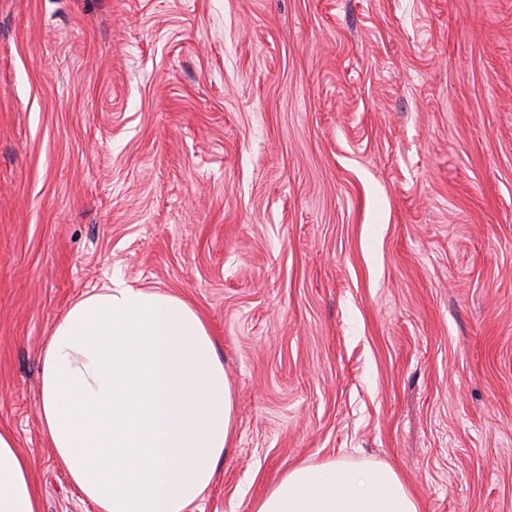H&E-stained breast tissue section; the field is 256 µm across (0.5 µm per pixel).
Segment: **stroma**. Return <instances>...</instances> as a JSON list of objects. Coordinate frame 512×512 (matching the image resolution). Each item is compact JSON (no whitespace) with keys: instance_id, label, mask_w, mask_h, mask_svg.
Masks as SVG:
<instances>
[{"instance_id":"obj_1","label":"stroma","mask_w":512,"mask_h":512,"mask_svg":"<svg viewBox=\"0 0 512 512\" xmlns=\"http://www.w3.org/2000/svg\"><path fill=\"white\" fill-rule=\"evenodd\" d=\"M115 280L224 362L188 512L332 459L512 512V0H0V430L40 512H95L41 353Z\"/></svg>"}]
</instances>
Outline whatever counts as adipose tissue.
Segmentation results:
<instances>
[{
	"instance_id": "adipose-tissue-1",
	"label": "adipose tissue",
	"mask_w": 512,
	"mask_h": 512,
	"mask_svg": "<svg viewBox=\"0 0 512 512\" xmlns=\"http://www.w3.org/2000/svg\"><path fill=\"white\" fill-rule=\"evenodd\" d=\"M40 420L96 512H186L232 436L213 336L182 298L122 281L67 309L45 342ZM0 512H40L24 457L0 431ZM254 512H420L383 464L288 470Z\"/></svg>"
}]
</instances>
